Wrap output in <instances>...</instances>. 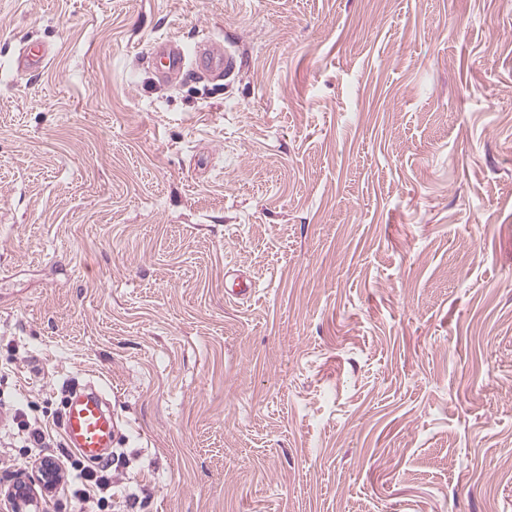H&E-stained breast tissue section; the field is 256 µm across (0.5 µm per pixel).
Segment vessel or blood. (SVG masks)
Listing matches in <instances>:
<instances>
[{"label":"vessel or blood","mask_w":512,"mask_h":512,"mask_svg":"<svg viewBox=\"0 0 512 512\" xmlns=\"http://www.w3.org/2000/svg\"><path fill=\"white\" fill-rule=\"evenodd\" d=\"M48 57L46 46L30 42L14 59L16 70L37 69ZM146 57L164 80H175L190 73L212 81L232 77L240 66L232 46L209 38L187 46L181 42L155 39ZM61 428L66 445L87 462H96L111 452L116 440L112 411L100 391L71 390L62 414Z\"/></svg>","instance_id":"b4317fda"}]
</instances>
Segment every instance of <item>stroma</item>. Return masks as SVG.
Masks as SVG:
<instances>
[{
	"label": "stroma",
	"mask_w": 512,
	"mask_h": 512,
	"mask_svg": "<svg viewBox=\"0 0 512 512\" xmlns=\"http://www.w3.org/2000/svg\"><path fill=\"white\" fill-rule=\"evenodd\" d=\"M89 382L112 512H512V0H0V512ZM146 59L155 65V73L164 80H176L185 73L212 81L232 77L240 67L239 57L230 44L209 38L186 46L172 39H155ZM46 46L34 42L24 45L13 63L16 71L38 69L44 65L48 57ZM17 428L16 435L25 442V447L30 449V455L37 452L34 456H39L41 449L46 447L47 437H50L47 427L45 426L44 430L41 426L32 425L29 420L20 419L17 421Z\"/></svg>",
	"instance_id": "stroma-1"
}]
</instances>
